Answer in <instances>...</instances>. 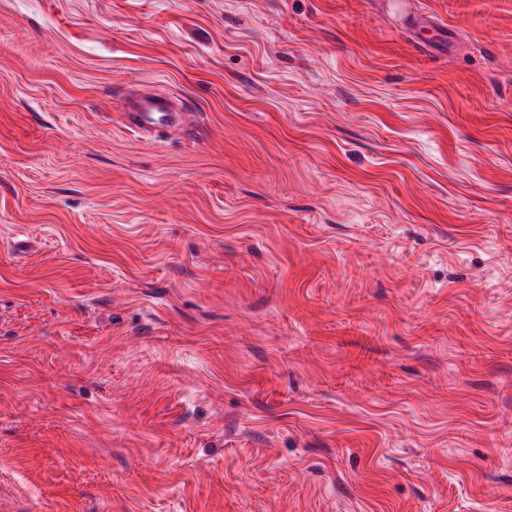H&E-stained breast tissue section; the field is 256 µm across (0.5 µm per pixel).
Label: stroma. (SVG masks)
Instances as JSON below:
<instances>
[{"instance_id": "obj_1", "label": "stroma", "mask_w": 512, "mask_h": 512, "mask_svg": "<svg viewBox=\"0 0 512 512\" xmlns=\"http://www.w3.org/2000/svg\"><path fill=\"white\" fill-rule=\"evenodd\" d=\"M0 494L512 512V0H0ZM127 112V124L133 128L148 129L157 125L182 126L183 108L165 92H153L137 97Z\"/></svg>"}]
</instances>
